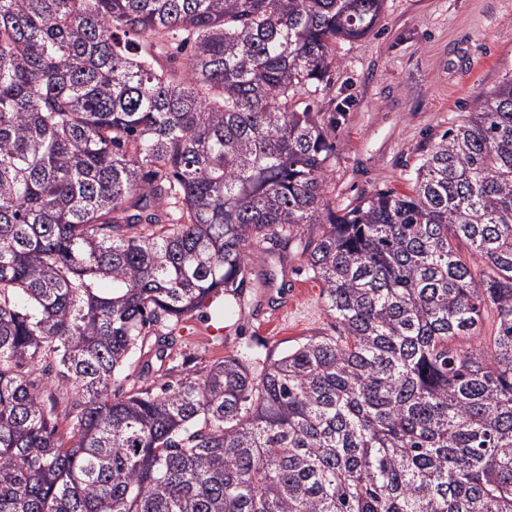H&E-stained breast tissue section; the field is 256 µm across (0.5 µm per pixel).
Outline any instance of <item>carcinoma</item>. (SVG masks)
Masks as SVG:
<instances>
[{"label":"carcinoma","mask_w":512,"mask_h":512,"mask_svg":"<svg viewBox=\"0 0 512 512\" xmlns=\"http://www.w3.org/2000/svg\"><path fill=\"white\" fill-rule=\"evenodd\" d=\"M384 2L0 0V512H512V71L337 208L315 99ZM303 224L337 335L123 374Z\"/></svg>","instance_id":"cac0c4a2"}]
</instances>
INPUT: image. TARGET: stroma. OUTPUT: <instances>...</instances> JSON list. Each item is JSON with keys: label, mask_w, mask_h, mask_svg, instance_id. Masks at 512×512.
<instances>
[{"label": "stroma", "mask_w": 512, "mask_h": 512, "mask_svg": "<svg viewBox=\"0 0 512 512\" xmlns=\"http://www.w3.org/2000/svg\"><path fill=\"white\" fill-rule=\"evenodd\" d=\"M321 92L336 112L330 197L345 207L379 190H407L419 158L512 69V0H385L373 30L336 45ZM320 282L298 245L255 251L242 305L229 317L204 307L176 330L177 361L209 366L241 347L270 357L313 336H332Z\"/></svg>", "instance_id": "obj_1"}]
</instances>
